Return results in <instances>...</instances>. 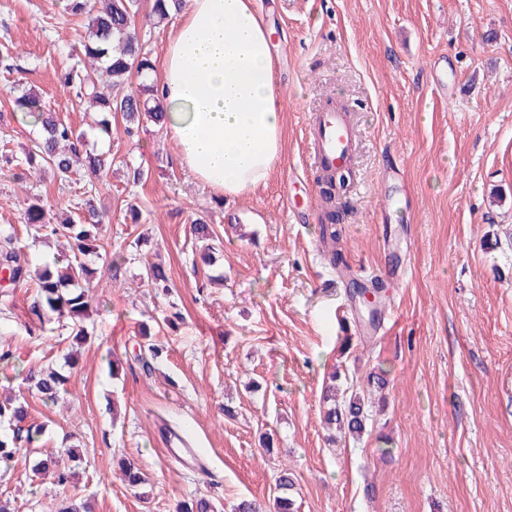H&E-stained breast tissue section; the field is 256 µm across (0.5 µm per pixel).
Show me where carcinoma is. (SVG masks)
<instances>
[{
	"label": "carcinoma",
	"instance_id": "cac0c4a2",
	"mask_svg": "<svg viewBox=\"0 0 512 512\" xmlns=\"http://www.w3.org/2000/svg\"><path fill=\"white\" fill-rule=\"evenodd\" d=\"M183 0H152L149 19L160 24L181 10ZM67 10L73 15H90L81 51L87 62L81 68L63 71L58 76L60 86L75 92L84 111L98 113L95 127L79 129L47 110L39 93L29 90L13 98L14 110L22 118L39 128L41 138L37 149L18 156L9 149L0 151V170L11 173L19 181L41 178L49 172L59 183L70 181L80 167L91 175L102 178L112 167L111 151L88 149L89 137L99 134L112 137L109 119L114 112L140 125L151 122L164 126L169 121L170 107L159 97L156 84L148 82L154 72L151 54L139 37L137 16L139 0H68ZM95 195L89 188L79 195L80 209L85 216L62 214L53 216L41 195L27 197L21 212L22 222L33 228L38 238H64L72 242V253L62 256L54 265L30 270L28 245L12 232H0V271L8 273V282L15 285L33 276L37 281L36 299L30 313L39 322L56 317L66 319L72 326L74 339L87 337L84 319L90 309V288L94 287L97 268L86 256L97 248L100 225L106 223L107 210L94 204ZM338 212L328 210L320 225L322 242H330L328 256L336 268L343 265L341 252L336 249ZM194 232L200 242L201 256L210 262L215 247L210 226L197 220ZM146 286L154 292L169 288V278L160 265H152L146 272ZM26 384L35 389L44 404H55L67 392L68 377L54 368L31 370L25 376ZM323 394L325 420L336 424L351 436H360L366 430L369 409L356 394L338 398L336 376ZM29 403L20 395L0 403V423L9 425V433L0 435V459L8 460L19 451L30 452L42 432L39 424L28 421ZM39 472L53 471L61 485L70 479L54 455H47L36 463ZM295 482L292 475L283 472L276 481L277 494L273 500L260 504L242 500L235 512H297L295 499L289 494ZM178 512H216L215 505L205 498L179 504Z\"/></svg>",
	"mask_w": 512,
	"mask_h": 512
}]
</instances>
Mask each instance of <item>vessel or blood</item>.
<instances>
[{
  "instance_id": "vessel-or-blood-1",
  "label": "vessel or blood",
  "mask_w": 512,
  "mask_h": 512,
  "mask_svg": "<svg viewBox=\"0 0 512 512\" xmlns=\"http://www.w3.org/2000/svg\"><path fill=\"white\" fill-rule=\"evenodd\" d=\"M308 134L313 144L312 166L329 170L348 164L352 133L344 111L326 103L310 117Z\"/></svg>"
}]
</instances>
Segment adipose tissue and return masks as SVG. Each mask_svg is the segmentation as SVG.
<instances>
[{"label": "adipose tissue", "mask_w": 512, "mask_h": 512, "mask_svg": "<svg viewBox=\"0 0 512 512\" xmlns=\"http://www.w3.org/2000/svg\"><path fill=\"white\" fill-rule=\"evenodd\" d=\"M159 92L179 160L210 190L266 184L280 159L282 111L269 35L252 0H192L170 33Z\"/></svg>", "instance_id": "adipose-tissue-1"}]
</instances>
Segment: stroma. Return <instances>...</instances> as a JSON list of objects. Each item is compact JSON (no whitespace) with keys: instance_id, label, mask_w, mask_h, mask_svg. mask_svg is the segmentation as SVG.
I'll return each instance as SVG.
<instances>
[{"instance_id":"35a3bbf8","label":"stroma","mask_w":512,"mask_h":512,"mask_svg":"<svg viewBox=\"0 0 512 512\" xmlns=\"http://www.w3.org/2000/svg\"><path fill=\"white\" fill-rule=\"evenodd\" d=\"M252 2L272 31L279 163L265 186L225 197L195 180L163 128L130 137L113 113L89 340L31 315L33 281L0 296V398L23 392L44 427L37 451L0 462V502L176 512L204 497L232 512L268 498L286 470L299 512H512V0ZM85 23L64 0H0V53L12 54L0 65V146L36 147L14 111L19 85L86 123L57 83L81 64ZM331 95L349 107L354 135L340 271L319 245L326 205L306 131ZM26 193L0 173V228L24 233ZM388 203L397 209L384 223ZM199 218L220 249L210 266ZM118 252L128 258L120 288L104 273ZM158 259L170 284L159 296L141 282ZM348 278L382 283L386 305L376 332L350 340L340 322L357 324L359 308ZM48 365L70 376L50 406L23 382ZM335 372L372 407L362 437L332 444L321 396ZM377 372L381 390L369 381ZM175 426L187 428L194 463L169 451ZM71 446L78 458L66 457ZM48 453L71 472L66 484L35 471ZM129 461L147 477L133 490L120 470Z\"/></svg>"}]
</instances>
